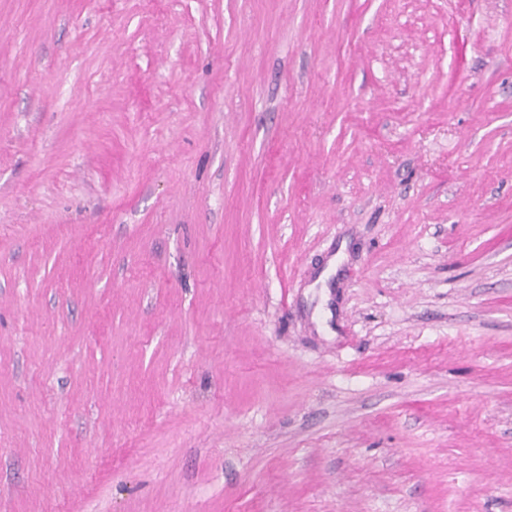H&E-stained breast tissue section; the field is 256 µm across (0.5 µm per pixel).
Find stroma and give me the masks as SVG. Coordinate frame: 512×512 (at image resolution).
Here are the masks:
<instances>
[{"label":"stroma","instance_id":"obj_1","mask_svg":"<svg viewBox=\"0 0 512 512\" xmlns=\"http://www.w3.org/2000/svg\"><path fill=\"white\" fill-rule=\"evenodd\" d=\"M0 512H512V0H0Z\"/></svg>","mask_w":512,"mask_h":512}]
</instances>
